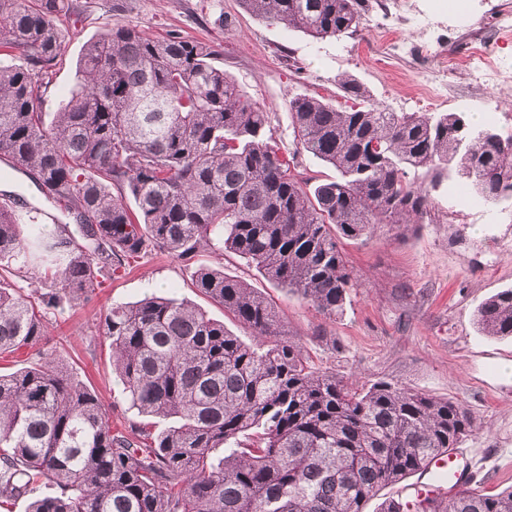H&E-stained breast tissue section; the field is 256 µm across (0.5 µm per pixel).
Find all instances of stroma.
I'll list each match as a JSON object with an SVG mask.
<instances>
[{
    "label": "stroma",
    "mask_w": 512,
    "mask_h": 512,
    "mask_svg": "<svg viewBox=\"0 0 512 512\" xmlns=\"http://www.w3.org/2000/svg\"><path fill=\"white\" fill-rule=\"evenodd\" d=\"M75 12L59 16L62 56L48 93V111H57L74 82L85 42L116 25H132L157 37L171 32L217 47L220 62L252 103L269 114L282 149L296 152L295 172L303 180L335 178L333 168L297 153L290 97L315 94L345 105L344 79L358 81L372 99L397 112L419 111L423 60L416 54L387 55L375 41L386 20L379 0H362L364 25L340 38L315 39L256 18L240 0H73ZM421 16L434 26L435 45L454 58L452 83L467 95L444 99L443 112H463L472 122L492 113L512 115V85L476 83L467 42L472 24L488 22L496 8L512 0H419ZM457 179L442 180L431 192L422 223L396 235L381 224L367 238L343 241L354 288L336 319L320 316L296 294L263 278L239 256L201 250L187 264L163 250L138 259L105 280L91 301L66 302L48 310L49 334L39 350L54 351L67 372L98 395L112 424L140 422L124 399L112 371V350L100 336L101 313L115 303L145 295L174 294L203 309L244 341L250 329L193 286L196 266L223 268L247 281L274 304L288 336L299 340L312 364L346 381L370 385L386 381L462 404L478 428L463 445L474 456L477 490L512 489V339L483 335L474 314L489 296L512 287V223L502 214L508 202L477 201L467 207Z\"/></svg>",
    "instance_id": "obj_1"
}]
</instances>
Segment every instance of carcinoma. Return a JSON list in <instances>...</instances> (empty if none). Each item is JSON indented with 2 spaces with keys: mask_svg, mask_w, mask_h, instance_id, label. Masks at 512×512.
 <instances>
[{
  "mask_svg": "<svg viewBox=\"0 0 512 512\" xmlns=\"http://www.w3.org/2000/svg\"><path fill=\"white\" fill-rule=\"evenodd\" d=\"M270 24L312 38L352 34L360 0H241ZM72 0H0V161L31 176L77 225L46 230L47 211L0 195V358L42 340L45 314L90 300L100 278L164 249L190 261L233 252L326 319L354 287L339 240L376 224H418L430 190L462 180L490 204L512 196V135L463 112H394L354 79L340 108L289 100L302 150L336 169L304 187L268 113L178 33L113 27L84 45L65 104L43 112ZM432 173L430 185L410 174ZM135 209H130L127 198ZM194 285L251 329L247 343L173 296L119 303L99 317L131 407L170 420L112 427L95 391L57 354L0 373V509L39 483L28 512H362L379 490L424 472L477 429L464 406L385 381L348 383L314 367L274 305L244 280L200 266ZM512 338V288L476 311ZM380 512H512V490L400 497Z\"/></svg>",
  "mask_w": 512,
  "mask_h": 512,
  "instance_id": "cac0c4a2",
  "label": "carcinoma"
}]
</instances>
